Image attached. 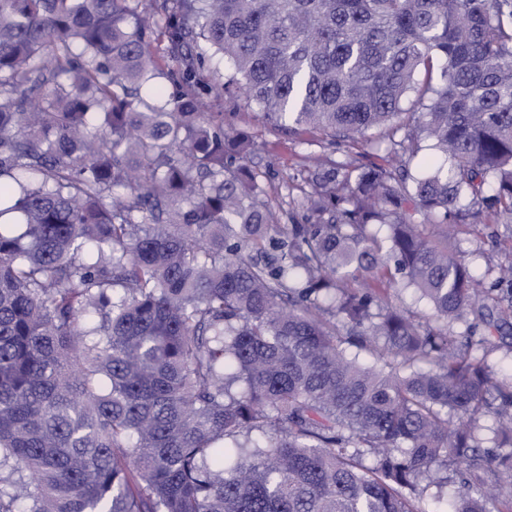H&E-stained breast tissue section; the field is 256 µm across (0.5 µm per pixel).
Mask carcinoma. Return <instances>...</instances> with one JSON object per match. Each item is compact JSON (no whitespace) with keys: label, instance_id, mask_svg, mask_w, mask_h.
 I'll return each mask as SVG.
<instances>
[{"label":"carcinoma","instance_id":"cac0c4a2","mask_svg":"<svg viewBox=\"0 0 512 512\" xmlns=\"http://www.w3.org/2000/svg\"><path fill=\"white\" fill-rule=\"evenodd\" d=\"M215 55L271 128L385 164L273 203L203 111ZM476 206L512 215V0H0V512H512ZM392 301L401 307L409 308L423 324L433 320V313L430 307L423 301L418 302L412 290H405L398 295H392Z\"/></svg>","mask_w":512,"mask_h":512}]
</instances>
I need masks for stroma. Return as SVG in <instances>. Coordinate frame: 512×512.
<instances>
[{
	"instance_id": "1",
	"label": "stroma",
	"mask_w": 512,
	"mask_h": 512,
	"mask_svg": "<svg viewBox=\"0 0 512 512\" xmlns=\"http://www.w3.org/2000/svg\"><path fill=\"white\" fill-rule=\"evenodd\" d=\"M204 109L233 113V126L253 136L257 143L253 166L278 203L299 196L305 170L311 166L314 157L330 154L337 161L356 166L383 161L382 151L376 148L377 132L336 143L319 133L289 136L265 125L259 108L248 103L233 88L208 100ZM456 242L471 273L492 281L499 267L512 264V217L481 213L460 224Z\"/></svg>"
}]
</instances>
